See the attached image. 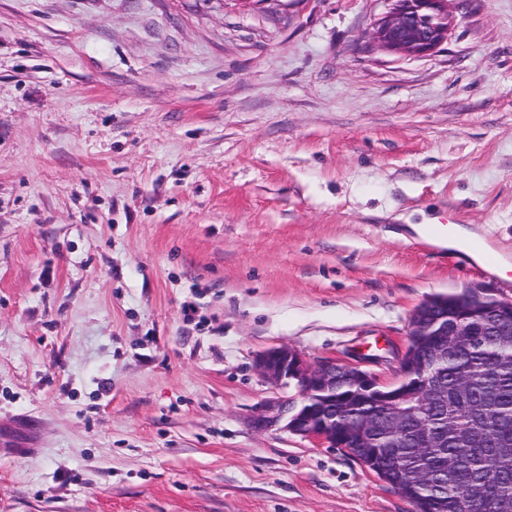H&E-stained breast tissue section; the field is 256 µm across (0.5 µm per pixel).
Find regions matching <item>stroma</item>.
Masks as SVG:
<instances>
[{"label":"stroma","mask_w":512,"mask_h":512,"mask_svg":"<svg viewBox=\"0 0 512 512\" xmlns=\"http://www.w3.org/2000/svg\"><path fill=\"white\" fill-rule=\"evenodd\" d=\"M388 0H0V512H414L273 427L256 354L403 351L512 300L417 242L512 243V0L447 43ZM393 7L376 26L374 40L403 57H423L448 42L452 20L447 0H390ZM443 226V224L427 225L421 230V238L431 246L442 250L463 243H472L476 240H481V238L460 227L451 229L448 235V229L445 230ZM423 243L428 245L425 242Z\"/></svg>","instance_id":"obj_1"}]
</instances>
